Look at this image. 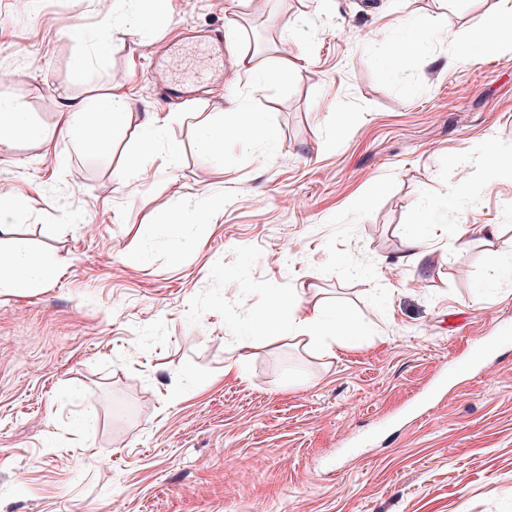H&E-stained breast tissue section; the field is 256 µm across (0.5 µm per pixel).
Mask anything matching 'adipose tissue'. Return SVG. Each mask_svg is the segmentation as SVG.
I'll return each instance as SVG.
<instances>
[{
	"instance_id": "1",
	"label": "adipose tissue",
	"mask_w": 512,
	"mask_h": 512,
	"mask_svg": "<svg viewBox=\"0 0 512 512\" xmlns=\"http://www.w3.org/2000/svg\"><path fill=\"white\" fill-rule=\"evenodd\" d=\"M230 122L218 118L205 122L198 141L200 153L208 160L223 164L224 132L232 130L242 142L272 140L271 130L260 115L243 104L230 109ZM59 131L78 140L85 149L99 153L106 151L112 141L115 122L134 123L137 145L141 152L165 149L169 157H177L179 147L165 136L166 124L153 115L136 118L129 112L126 97L112 92L86 103L75 98L64 99L59 112ZM53 135L31 123L25 113L10 101L0 99V143L7 144L18 138L52 144ZM55 261L47 255L34 254L21 238L13 239L7 255H0V288L24 295L41 287L51 276ZM300 289L287 294L273 295L267 308L253 324L257 336L280 335L283 327H290L295 343L313 348L327 355L346 348L364 336L362 325L349 319L337 306L322 303L304 306L300 303Z\"/></svg>"
}]
</instances>
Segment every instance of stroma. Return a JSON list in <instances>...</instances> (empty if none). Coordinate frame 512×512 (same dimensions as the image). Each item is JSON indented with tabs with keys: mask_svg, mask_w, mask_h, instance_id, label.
<instances>
[{
	"mask_svg": "<svg viewBox=\"0 0 512 512\" xmlns=\"http://www.w3.org/2000/svg\"><path fill=\"white\" fill-rule=\"evenodd\" d=\"M16 3L0 0V98L53 130L60 98L118 83L181 151L140 155L125 124L103 155L0 144V184L28 200L0 251L20 237L58 263L33 293L0 288V512H512V344L470 348L512 329V276L489 279L478 232L512 239V159H488L512 144V56L480 37L499 0ZM133 12L150 19L135 35ZM404 16L420 39L394 65ZM252 49L287 78L239 71ZM234 102L275 141L225 135L217 166L200 126ZM452 192L447 223H418ZM175 211L202 219L176 238ZM304 284L368 336L332 357L256 336L225 374L270 295Z\"/></svg>",
	"mask_w": 512,
	"mask_h": 512,
	"instance_id": "obj_1",
	"label": "stroma"
}]
</instances>
